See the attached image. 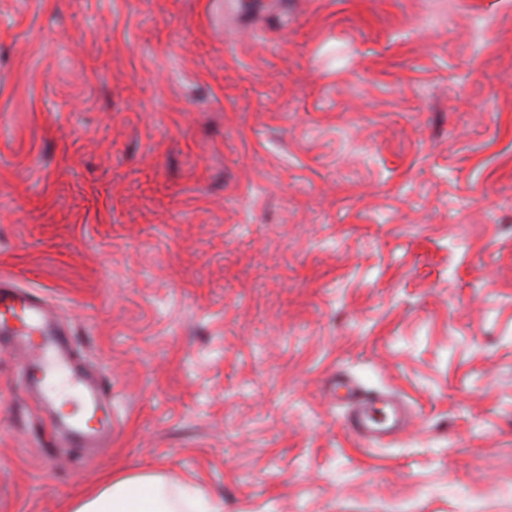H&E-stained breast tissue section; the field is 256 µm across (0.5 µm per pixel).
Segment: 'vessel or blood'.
Wrapping results in <instances>:
<instances>
[{"label": "vessel or blood", "instance_id": "vessel-or-blood-1", "mask_svg": "<svg viewBox=\"0 0 512 512\" xmlns=\"http://www.w3.org/2000/svg\"><path fill=\"white\" fill-rule=\"evenodd\" d=\"M0 335L20 343L29 352L25 365L28 384L41 391L48 405H55L58 395L44 389L43 372H66L68 386L80 390L81 409L66 421L71 436L92 448L111 439L112 421L102 414L105 385L94 384L74 366L68 339L54 330L38 299L26 291L0 285ZM330 385L342 391L348 404L345 430L364 446H381L399 439L406 431L410 415L402 399L366 389L340 375L332 378Z\"/></svg>", "mask_w": 512, "mask_h": 512}]
</instances>
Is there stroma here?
Wrapping results in <instances>:
<instances>
[{"label": "stroma", "mask_w": 512, "mask_h": 512, "mask_svg": "<svg viewBox=\"0 0 512 512\" xmlns=\"http://www.w3.org/2000/svg\"><path fill=\"white\" fill-rule=\"evenodd\" d=\"M109 386L80 462L0 343V512H512V0H0V279ZM402 397L363 448L326 385ZM184 511H182V507ZM223 500L157 474L112 475L73 498L65 512H223Z\"/></svg>", "instance_id": "stroma-1"}]
</instances>
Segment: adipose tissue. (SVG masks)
Here are the masks:
<instances>
[{
    "instance_id": "obj_1",
    "label": "adipose tissue",
    "mask_w": 512,
    "mask_h": 512,
    "mask_svg": "<svg viewBox=\"0 0 512 512\" xmlns=\"http://www.w3.org/2000/svg\"><path fill=\"white\" fill-rule=\"evenodd\" d=\"M67 512H224V502L157 474L118 473L73 498Z\"/></svg>"
}]
</instances>
